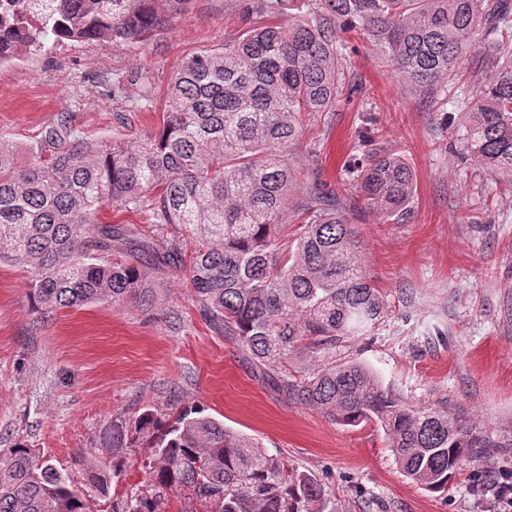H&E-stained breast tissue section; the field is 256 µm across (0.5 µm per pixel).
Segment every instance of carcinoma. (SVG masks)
<instances>
[{
  "label": "carcinoma",
  "mask_w": 512,
  "mask_h": 512,
  "mask_svg": "<svg viewBox=\"0 0 512 512\" xmlns=\"http://www.w3.org/2000/svg\"><path fill=\"white\" fill-rule=\"evenodd\" d=\"M191 4L7 0L0 47L138 44ZM243 13L250 22L236 40L185 58L156 132L90 139L65 116L24 162L0 136V264L26 273L32 310L43 315L93 303L149 311L158 288L142 261L185 274L205 318L289 400L344 426L382 429L404 476L445 492L502 443L446 406L406 401L362 362L336 361V347L371 332L386 303L355 226L321 182L307 191L293 241L280 235L294 185L289 152L300 113L330 112L354 93L343 65V36L354 34L416 97L453 104L465 161L512 182V0H245ZM345 174L385 222L410 212L414 173L403 157H354ZM112 206L177 234L160 240L101 220ZM136 439L153 449V479L122 512H166L170 491L203 512H330L315 475L202 406L167 417L146 408L132 435L112 425L113 450ZM120 473L113 465L112 477ZM110 478L93 468L80 492L19 444L0 455V512H91Z\"/></svg>",
  "instance_id": "1"
}]
</instances>
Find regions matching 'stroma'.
Segmentation results:
<instances>
[{
	"label": "stroma",
	"instance_id": "obj_1",
	"mask_svg": "<svg viewBox=\"0 0 512 512\" xmlns=\"http://www.w3.org/2000/svg\"><path fill=\"white\" fill-rule=\"evenodd\" d=\"M241 4L194 0L142 46L72 43L0 65V134L23 159L66 112L96 137L111 136L119 115L127 134L158 129L184 56L235 40L245 26ZM353 46L345 75L357 95L302 118L281 234L294 238L307 187L325 183L356 226L387 305L371 335L337 348V360L365 363L414 404H447L503 448L465 467L446 492L427 491L403 476L378 428L340 425L263 382L237 342L202 315L183 275L158 273L149 312L95 303L46 319L31 307L25 274L0 265L1 451L34 448L81 491L90 454L119 458L121 478L93 504L95 512L119 510L152 473L144 444L113 453V421L130 426L146 407L172 414L199 404L314 474L334 512H480L473 473L489 485L500 467H512V183L467 167L445 113L402 88L374 47L360 39ZM145 72L153 80L146 103ZM384 151L404 156L415 174L411 214L399 224L360 207L342 169L348 156Z\"/></svg>",
	"mask_w": 512,
	"mask_h": 512
}]
</instances>
